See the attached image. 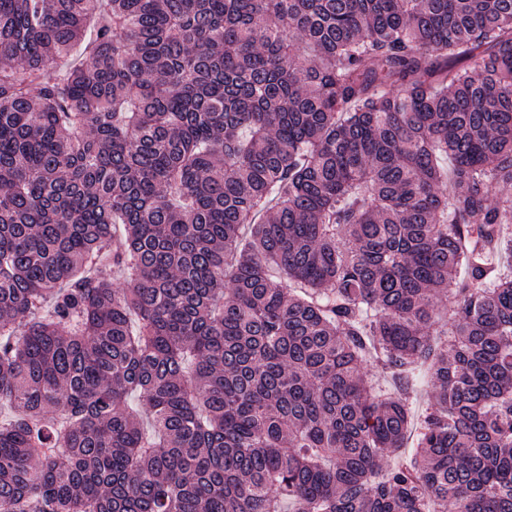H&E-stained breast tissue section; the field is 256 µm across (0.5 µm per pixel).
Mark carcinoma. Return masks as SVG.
<instances>
[{"mask_svg":"<svg viewBox=\"0 0 512 512\" xmlns=\"http://www.w3.org/2000/svg\"><path fill=\"white\" fill-rule=\"evenodd\" d=\"M494 182L512 0H0V512H512Z\"/></svg>","mask_w":512,"mask_h":512,"instance_id":"carcinoma-1","label":"carcinoma"}]
</instances>
